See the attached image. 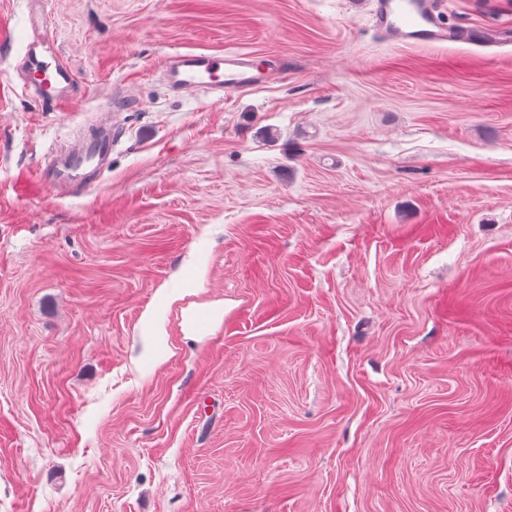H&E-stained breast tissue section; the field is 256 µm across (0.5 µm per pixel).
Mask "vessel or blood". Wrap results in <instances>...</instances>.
Instances as JSON below:
<instances>
[{"label": "vessel or blood", "instance_id": "b4317fda", "mask_svg": "<svg viewBox=\"0 0 512 512\" xmlns=\"http://www.w3.org/2000/svg\"><path fill=\"white\" fill-rule=\"evenodd\" d=\"M435 5L436 0H372L370 14L375 28L392 41L429 44L449 38L433 15ZM17 73L23 84L34 88L48 104H63L72 97L73 74L52 51L49 38L28 43ZM164 74L177 91L207 89L219 99L267 80L266 74L256 69L251 55L237 51L221 55L180 53L165 62ZM114 142V130L106 128L85 137L76 148H53L48 153L49 164L38 177L52 189L86 184L108 161Z\"/></svg>", "mask_w": 512, "mask_h": 512}]
</instances>
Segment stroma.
I'll return each instance as SVG.
<instances>
[{
  "label": "stroma",
  "mask_w": 512,
  "mask_h": 512,
  "mask_svg": "<svg viewBox=\"0 0 512 512\" xmlns=\"http://www.w3.org/2000/svg\"><path fill=\"white\" fill-rule=\"evenodd\" d=\"M37 7L0 0V512H512V0L434 46L370 0H45L59 112ZM228 47L284 72L168 87ZM108 105L96 186L40 185ZM43 19L44 14H40L35 20L37 29L42 32V40L28 43L16 71L23 85L34 87L44 102L64 104L72 97L74 78L71 70L51 50L47 21L43 22ZM164 74L179 92L208 89L218 101L258 86L267 81L269 71L262 73L247 53L228 51L224 55L185 52L170 57ZM207 311L200 314V311ZM224 309L206 306H189L182 311L183 330L186 336L195 337L206 334L213 322L221 319Z\"/></svg>",
  "instance_id": "obj_1"
}]
</instances>
